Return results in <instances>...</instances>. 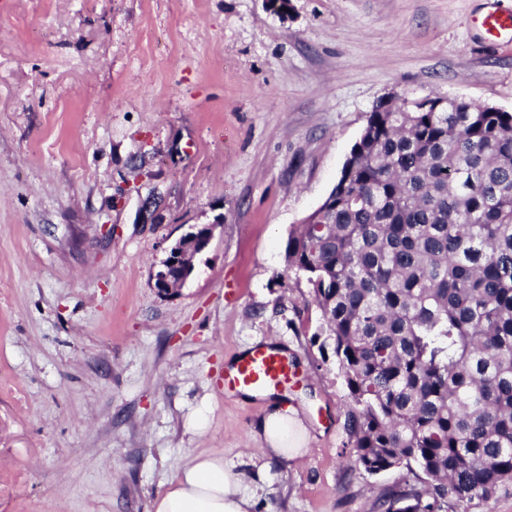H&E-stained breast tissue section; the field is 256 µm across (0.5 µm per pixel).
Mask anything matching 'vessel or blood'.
I'll list each match as a JSON object with an SVG mask.
<instances>
[{
    "instance_id": "vessel-or-blood-1",
    "label": "vessel or blood",
    "mask_w": 512,
    "mask_h": 512,
    "mask_svg": "<svg viewBox=\"0 0 512 512\" xmlns=\"http://www.w3.org/2000/svg\"><path fill=\"white\" fill-rule=\"evenodd\" d=\"M481 25L487 34L512 33V15L491 12ZM301 372L287 355L259 345L224 371V386L231 391L280 389L298 383Z\"/></svg>"
}]
</instances>
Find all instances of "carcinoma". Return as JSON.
Segmentation results:
<instances>
[{"label": "carcinoma", "mask_w": 512, "mask_h": 512, "mask_svg": "<svg viewBox=\"0 0 512 512\" xmlns=\"http://www.w3.org/2000/svg\"><path fill=\"white\" fill-rule=\"evenodd\" d=\"M435 94L373 106L328 202L288 237L350 399L355 466L444 512L512 485V112Z\"/></svg>", "instance_id": "carcinoma-1"}]
</instances>
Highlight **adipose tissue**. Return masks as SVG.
<instances>
[{
  "label": "adipose tissue",
  "mask_w": 512,
  "mask_h": 512,
  "mask_svg": "<svg viewBox=\"0 0 512 512\" xmlns=\"http://www.w3.org/2000/svg\"><path fill=\"white\" fill-rule=\"evenodd\" d=\"M264 459L302 458L309 432L296 408L274 401L252 429ZM257 493L243 472L225 466L220 452L192 457L153 502V512H252Z\"/></svg>",
  "instance_id": "1"
}]
</instances>
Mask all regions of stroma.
<instances>
[{"mask_svg": "<svg viewBox=\"0 0 512 512\" xmlns=\"http://www.w3.org/2000/svg\"><path fill=\"white\" fill-rule=\"evenodd\" d=\"M493 11L512 0H0V512H152L193 455L243 469L265 402L224 369L270 339L302 373L287 392L310 441L269 462L254 512H372L422 487L355 468L284 246L378 99L512 112ZM205 224L193 274L159 294L167 248Z\"/></svg>", "mask_w": 512, "mask_h": 512, "instance_id": "obj_1", "label": "stroma"}]
</instances>
